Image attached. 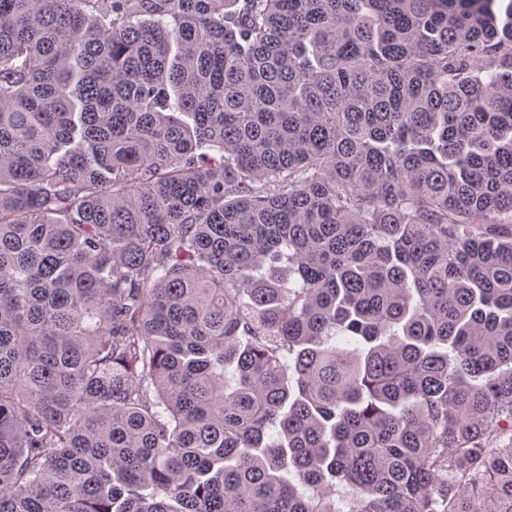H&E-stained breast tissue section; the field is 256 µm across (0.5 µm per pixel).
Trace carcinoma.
Instances as JSON below:
<instances>
[{
	"label": "carcinoma",
	"mask_w": 512,
	"mask_h": 512,
	"mask_svg": "<svg viewBox=\"0 0 512 512\" xmlns=\"http://www.w3.org/2000/svg\"><path fill=\"white\" fill-rule=\"evenodd\" d=\"M338 486L512 512V0H0V512Z\"/></svg>",
	"instance_id": "carcinoma-1"
}]
</instances>
